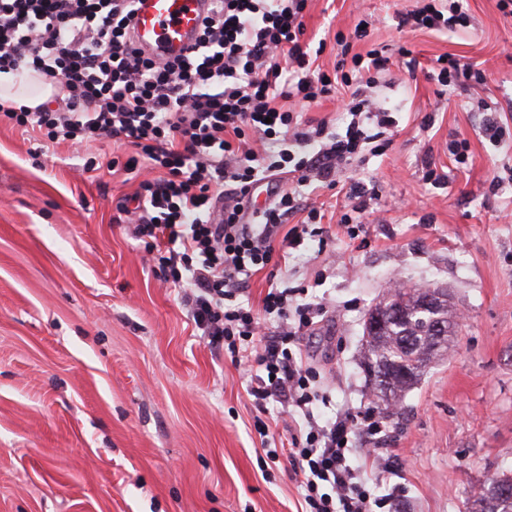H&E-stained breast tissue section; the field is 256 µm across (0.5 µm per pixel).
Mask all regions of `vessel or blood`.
<instances>
[{
    "label": "vessel or blood",
    "mask_w": 512,
    "mask_h": 512,
    "mask_svg": "<svg viewBox=\"0 0 512 512\" xmlns=\"http://www.w3.org/2000/svg\"><path fill=\"white\" fill-rule=\"evenodd\" d=\"M211 0H135L134 43L145 55L173 59L195 46Z\"/></svg>",
    "instance_id": "b4317fda"
}]
</instances>
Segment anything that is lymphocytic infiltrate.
Returning <instances> with one entry per match:
<instances>
[{
  "instance_id": "f902f5d3",
  "label": "lymphocytic infiltrate",
  "mask_w": 512,
  "mask_h": 512,
  "mask_svg": "<svg viewBox=\"0 0 512 512\" xmlns=\"http://www.w3.org/2000/svg\"><path fill=\"white\" fill-rule=\"evenodd\" d=\"M132 2L0 0V73L57 88L34 107L0 97V119L54 146L109 138L136 148L125 165L140 178L126 212L131 232L166 243L159 267L188 286L192 318L210 344L253 368L247 392L256 406L272 400L294 417L285 453L303 475L308 512H381L388 500L374 483L393 462L384 449L354 447L359 436L380 434L381 421L370 409L320 420L322 376L294 348L325 305L283 281L269 283L260 309L241 296L247 277L287 260L305 236H322L314 202L304 209L307 235L285 229L301 210L296 187L335 186L343 162L394 125L375 91L389 59L344 40L329 73L315 68L304 40L309 0H212L198 52L159 62L133 46ZM466 20L460 0H423L398 25L453 29ZM340 86L350 91L345 134L300 119L298 107ZM252 134L262 149L251 147ZM262 183L270 201L251 208Z\"/></svg>"
}]
</instances>
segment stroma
Wrapping results in <instances>:
<instances>
[{
  "label": "stroma",
  "instance_id": "obj_1",
  "mask_svg": "<svg viewBox=\"0 0 512 512\" xmlns=\"http://www.w3.org/2000/svg\"><path fill=\"white\" fill-rule=\"evenodd\" d=\"M418 0H310L307 35L324 40L332 71L336 33L367 35L353 49L385 48L394 84L379 92L396 124L384 150L364 151L323 189L326 245L308 240L287 264L248 280L259 305L269 277L307 288L327 308L304 359L321 372L322 419L371 404L359 367L362 322L390 283L447 289L460 312L447 355L384 419L379 447L394 460L377 495L393 512H467L497 472L512 471V149L490 142L478 99L512 128V17L497 0H463L468 27L399 30ZM421 69L405 81L402 50ZM450 54L485 70V85L449 91L426 72ZM468 143L465 163L448 152ZM99 170H87L91 154ZM131 148L45 147L0 121V512H303L300 477L270 460L254 429L275 440L292 422L250 377L204 339L118 206L137 180ZM432 160L447 182L424 180ZM503 183L492 187L493 176ZM363 189L356 237L337 224L350 186ZM325 271L322 284L309 258Z\"/></svg>",
  "mask_w": 512,
  "mask_h": 512
}]
</instances>
